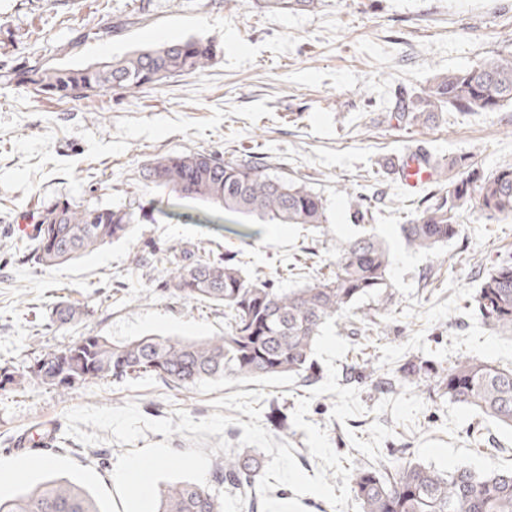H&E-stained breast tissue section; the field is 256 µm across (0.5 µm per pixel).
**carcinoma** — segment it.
<instances>
[{
    "instance_id": "carcinoma-1",
    "label": "carcinoma",
    "mask_w": 512,
    "mask_h": 512,
    "mask_svg": "<svg viewBox=\"0 0 512 512\" xmlns=\"http://www.w3.org/2000/svg\"><path fill=\"white\" fill-rule=\"evenodd\" d=\"M271 8L299 10L315 0H264ZM215 56L209 43L196 40L161 43L121 59L80 69L53 66L0 68V82L26 83L59 99L102 89L155 86L205 68ZM512 105V53L484 58L462 69L437 72L415 96L401 97L395 112L410 126L423 125L448 109L461 114L493 112ZM464 176L448 184L440 200L426 206L400 231L410 247L430 251L458 233L460 211L470 205L487 216L512 215V164L489 174L471 167L468 158L448 163ZM145 179L166 189L171 205L184 198L210 202L226 213L255 215L267 224L328 222L322 196L252 161L224 160L218 153L164 155L146 168ZM353 215L361 218L370 204L345 191ZM34 234L26 236L22 261L49 268L101 245L126 237L141 223L127 206L102 207L58 202L29 213ZM171 266L160 290L193 302L224 307V334L185 340L149 334L125 342L90 332L62 349L36 355L16 367L0 365V390L19 391L30 383L65 392L102 380L152 376L189 390L205 380L240 381L279 376L307 379L314 369L313 344L321 325L359 297L389 287L391 258L384 242L371 234L340 244L336 260L323 265L300 288H276L249 280L233 257L191 256L170 247L162 253ZM473 309L491 329L512 335V259L491 268L473 297ZM83 312L60 305L52 323L79 320ZM434 374L448 401L469 408L512 430V369L489 360L464 357L451 365L409 361L399 369L403 383L416 385ZM261 478L257 463L229 453L216 469V482L245 494L242 512H254ZM351 490L362 512H512V469L476 472L466 467L441 470L418 461L380 463L356 469ZM0 512H100L83 488L45 481L10 499L0 498ZM157 512H223L214 490L192 482L168 484L158 492Z\"/></svg>"
}]
</instances>
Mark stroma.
<instances>
[{
	"mask_svg": "<svg viewBox=\"0 0 512 512\" xmlns=\"http://www.w3.org/2000/svg\"><path fill=\"white\" fill-rule=\"evenodd\" d=\"M108 26L112 34L74 45L78 30ZM187 39L214 44L213 62L156 86L59 100L0 83V363L24 365L35 352L70 346L90 331L115 342L150 333L222 335L223 307L159 291L167 268L157 257L167 247L228 253L251 277L295 288L303 283L297 269L335 258L337 244L367 231L390 246V285L336 330L351 345L337 363L338 383L358 389L365 411L342 423L331 416L334 395L312 396L327 377L320 361L308 380L224 379L185 391L144 376L65 394L38 384L0 391V461L16 468L11 483L0 482V497L65 478L102 512H124L112 471H99L80 447L16 450L13 441L64 423L67 410L84 405L133 400L150 420L179 409L197 421L212 414L213 399L239 391L263 392L262 425L275 442L292 446L311 476L318 461L292 420L305 396L312 399L308 421L326 430L353 467L412 459L443 470L512 468V432L449 403L434 382L378 388L398 365L418 358L470 356L512 367V337L490 330L470 306L487 270L512 255V216L462 212L457 235L429 252L408 248L399 230L459 177L449 159L469 156L484 172L512 163V106L445 111L411 127L391 116L396 98L419 91L434 73L512 52V0H316L289 12L259 0H0V65L79 69ZM420 148L440 168L408 189L382 161ZM182 152L270 164L319 193L329 222L317 229L239 215L236 223L254 232L243 242L226 232L219 209L200 201L180 200L169 217L167 192L145 187L143 172L155 157ZM349 189L371 198L372 221L354 220ZM64 199L135 203L150 220L128 238L57 266L17 261L20 214ZM204 214L212 223H198ZM60 302L89 313L49 325Z\"/></svg>",
	"mask_w": 512,
	"mask_h": 512,
	"instance_id": "stroma-1",
	"label": "stroma"
}]
</instances>
